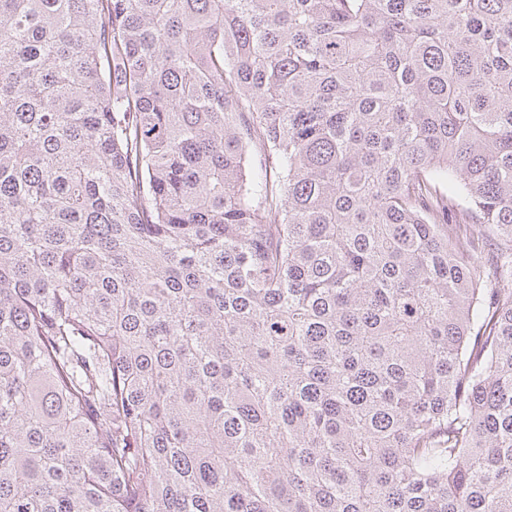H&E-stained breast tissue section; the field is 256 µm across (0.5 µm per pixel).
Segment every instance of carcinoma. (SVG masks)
Listing matches in <instances>:
<instances>
[{"mask_svg":"<svg viewBox=\"0 0 512 512\" xmlns=\"http://www.w3.org/2000/svg\"><path fill=\"white\" fill-rule=\"evenodd\" d=\"M0 512H512V0H0Z\"/></svg>","mask_w":512,"mask_h":512,"instance_id":"cac0c4a2","label":"carcinoma"}]
</instances>
